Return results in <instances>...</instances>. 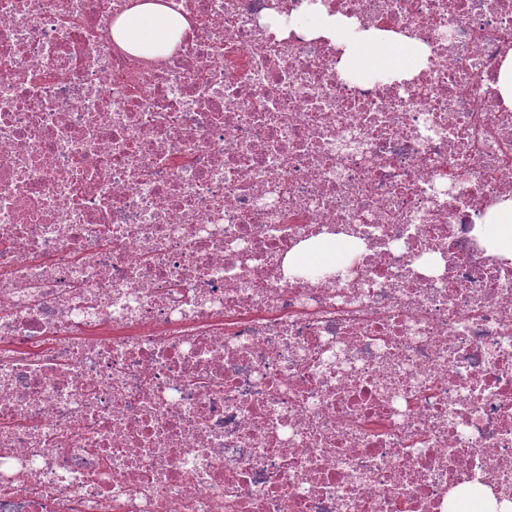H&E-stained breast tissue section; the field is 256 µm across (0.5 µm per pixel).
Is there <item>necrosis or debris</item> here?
I'll use <instances>...</instances> for the list:
<instances>
[{"instance_id":"necrosis-or-debris-1","label":"necrosis or debris","mask_w":512,"mask_h":512,"mask_svg":"<svg viewBox=\"0 0 512 512\" xmlns=\"http://www.w3.org/2000/svg\"><path fill=\"white\" fill-rule=\"evenodd\" d=\"M165 3L0 0V512L512 503V0ZM314 3L426 53L350 79ZM186 21L161 0H141L113 28V37L136 55L156 56L179 42ZM487 229L495 240L489 249L492 254L512 256V202H505L486 218ZM315 245L313 251H306L300 255L301 261L311 262L313 260L323 261L325 259H329L334 257V266H335V256L336 263L341 262L346 257L347 253H342L336 255V252H340L347 248L345 242L336 241L334 238L320 236L312 241Z\"/></svg>"}]
</instances>
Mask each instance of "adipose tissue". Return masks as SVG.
I'll return each mask as SVG.
<instances>
[{"instance_id":"obj_1","label":"adipose tissue","mask_w":512,"mask_h":512,"mask_svg":"<svg viewBox=\"0 0 512 512\" xmlns=\"http://www.w3.org/2000/svg\"><path fill=\"white\" fill-rule=\"evenodd\" d=\"M186 26V21L162 0H140L114 26L113 36L133 54L156 56L171 51ZM363 38L366 49H347L345 63L368 66L381 62L395 72L405 74L415 63V52L421 49L416 41L406 39L396 44L375 31L364 33Z\"/></svg>"}]
</instances>
